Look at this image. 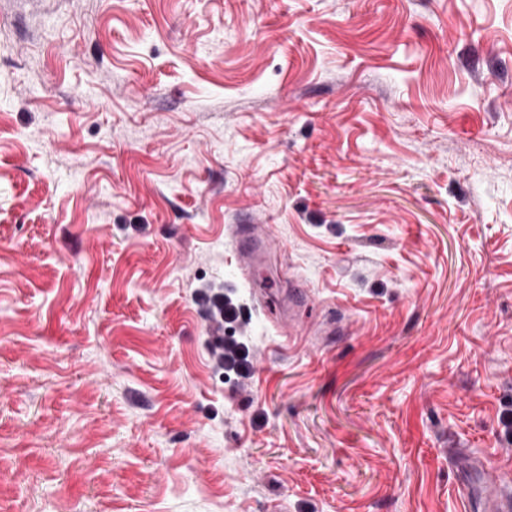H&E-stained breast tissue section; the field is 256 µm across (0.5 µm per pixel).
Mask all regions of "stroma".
Listing matches in <instances>:
<instances>
[{
	"instance_id": "stroma-1",
	"label": "stroma",
	"mask_w": 512,
	"mask_h": 512,
	"mask_svg": "<svg viewBox=\"0 0 512 512\" xmlns=\"http://www.w3.org/2000/svg\"><path fill=\"white\" fill-rule=\"evenodd\" d=\"M503 467L512 0H0V512H464ZM212 356L215 365L224 370V375L231 373L247 377L252 372L248 346L243 340L234 337L214 336Z\"/></svg>"
}]
</instances>
